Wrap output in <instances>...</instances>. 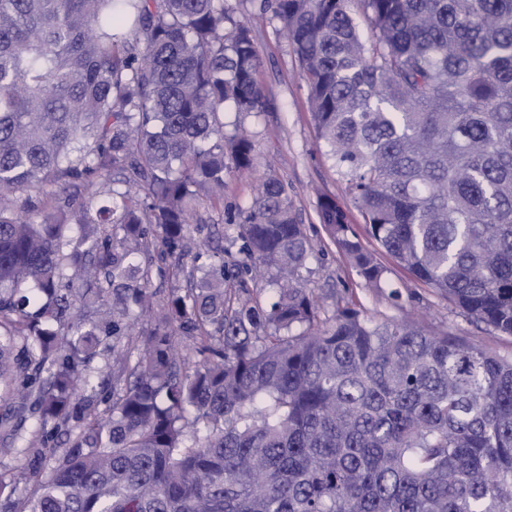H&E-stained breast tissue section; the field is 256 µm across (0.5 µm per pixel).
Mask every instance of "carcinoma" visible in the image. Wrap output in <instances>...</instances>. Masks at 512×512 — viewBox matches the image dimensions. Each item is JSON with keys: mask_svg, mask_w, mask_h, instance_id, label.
Here are the masks:
<instances>
[{"mask_svg": "<svg viewBox=\"0 0 512 512\" xmlns=\"http://www.w3.org/2000/svg\"><path fill=\"white\" fill-rule=\"evenodd\" d=\"M254 2L368 235L512 336V0H360L366 37L350 0ZM260 65L224 0H0V423L30 412L17 452L54 457L0 512H512V357L321 316L301 275L314 245L273 173L224 209V178L255 168L224 110L270 111ZM202 197L251 265L190 254L211 234ZM319 217L383 288L347 211L324 197ZM155 278L184 286L158 301ZM106 336L101 410L77 388Z\"/></svg>", "mask_w": 512, "mask_h": 512, "instance_id": "carcinoma-1", "label": "carcinoma"}]
</instances>
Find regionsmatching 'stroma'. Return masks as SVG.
I'll list each match as a JSON object with an SVG mask.
<instances>
[{"instance_id":"1","label":"stroma","mask_w":512,"mask_h":512,"mask_svg":"<svg viewBox=\"0 0 512 512\" xmlns=\"http://www.w3.org/2000/svg\"><path fill=\"white\" fill-rule=\"evenodd\" d=\"M227 4L252 28L261 52L258 79L274 109L259 116L225 112V132L246 131L256 154L253 171L226 176L225 206L249 208L263 172L272 171L287 187L300 222L316 243L315 257L303 277L308 287L323 296L328 309H335L337 301L342 300L375 322L414 318L433 333L459 336L498 355L511 356L512 336L497 334L485 325L469 321L435 289L415 281L370 239L365 245L387 267L399 297L394 300L365 287L319 221L318 200L329 196L348 211L355 229L363 227L359 211L348 198L317 137L307 104L308 87L288 39L280 33L278 20L253 13L248 0H227Z\"/></svg>"}]
</instances>
